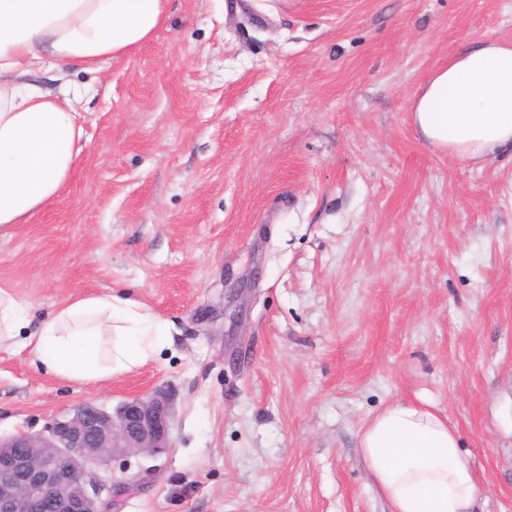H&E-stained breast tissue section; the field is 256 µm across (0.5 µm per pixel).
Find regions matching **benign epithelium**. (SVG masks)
Instances as JSON below:
<instances>
[{
	"label": "benign epithelium",
	"instance_id": "7a95c632",
	"mask_svg": "<svg viewBox=\"0 0 512 512\" xmlns=\"http://www.w3.org/2000/svg\"><path fill=\"white\" fill-rule=\"evenodd\" d=\"M173 400L159 389L115 409L93 402L38 434L0 436V512H112L132 487L101 475L117 455H155L169 446Z\"/></svg>",
	"mask_w": 512,
	"mask_h": 512
}]
</instances>
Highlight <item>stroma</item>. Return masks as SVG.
Masks as SVG:
<instances>
[{
	"label": "stroma",
	"instance_id": "obj_1",
	"mask_svg": "<svg viewBox=\"0 0 512 512\" xmlns=\"http://www.w3.org/2000/svg\"><path fill=\"white\" fill-rule=\"evenodd\" d=\"M170 0L153 40L68 70L84 147L0 287L34 315L123 293L173 323L161 359L79 384L0 349V434L163 387L170 446L112 512H388L358 449L423 394L512 512V161L433 150L413 91L512 40V0Z\"/></svg>",
	"mask_w": 512,
	"mask_h": 512
}]
</instances>
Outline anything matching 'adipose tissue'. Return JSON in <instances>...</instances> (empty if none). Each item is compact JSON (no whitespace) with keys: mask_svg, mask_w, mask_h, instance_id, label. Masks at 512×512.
<instances>
[{"mask_svg":"<svg viewBox=\"0 0 512 512\" xmlns=\"http://www.w3.org/2000/svg\"><path fill=\"white\" fill-rule=\"evenodd\" d=\"M169 0H0V228L29 223L69 179L84 128L61 94L29 82L44 68L101 71L147 44ZM430 147L481 165L512 157V40L449 57L411 97ZM38 371L101 382L156 360L167 321L111 293L76 296L40 321L0 288V344ZM362 460L389 512H478L482 489L456 427L424 397L387 404L358 432Z\"/></svg>","mask_w":512,"mask_h":512,"instance_id":"1","label":"adipose tissue"}]
</instances>
